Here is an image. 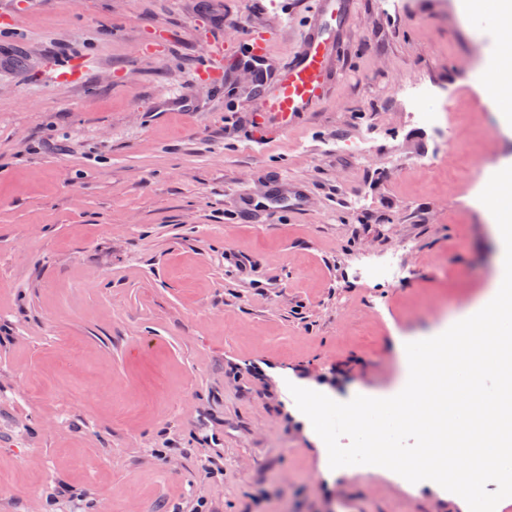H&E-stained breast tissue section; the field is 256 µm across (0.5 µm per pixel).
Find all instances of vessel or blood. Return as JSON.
<instances>
[{
  "mask_svg": "<svg viewBox=\"0 0 512 512\" xmlns=\"http://www.w3.org/2000/svg\"><path fill=\"white\" fill-rule=\"evenodd\" d=\"M350 10V0H314L300 42L276 90L262 105L263 111L279 116L282 127L298 124L326 96L333 80L336 43L347 28Z\"/></svg>",
  "mask_w": 512,
  "mask_h": 512,
  "instance_id": "b4317fda",
  "label": "vessel or blood"
}]
</instances>
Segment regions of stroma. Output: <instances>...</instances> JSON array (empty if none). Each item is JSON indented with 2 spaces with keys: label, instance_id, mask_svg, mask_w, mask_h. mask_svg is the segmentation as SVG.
Instances as JSON below:
<instances>
[{
  "label": "stroma",
  "instance_id": "obj_1",
  "mask_svg": "<svg viewBox=\"0 0 512 512\" xmlns=\"http://www.w3.org/2000/svg\"><path fill=\"white\" fill-rule=\"evenodd\" d=\"M311 0H0V430L11 512L78 484L112 512L216 498L222 512H466L369 466L324 474L290 385L338 402L390 388L396 340L490 285L478 205L512 157L473 75L498 30L455 0H353L335 85L288 131L263 96ZM269 33L262 70L241 46ZM220 69L201 72L208 44ZM90 60L82 82L55 69ZM446 118L410 119L406 84ZM366 141L364 153L353 147ZM305 212L240 221L273 184ZM399 250L398 282L358 274ZM170 450L159 465L153 448ZM207 448L224 480L199 483Z\"/></svg>",
  "mask_w": 512,
  "mask_h": 512
}]
</instances>
